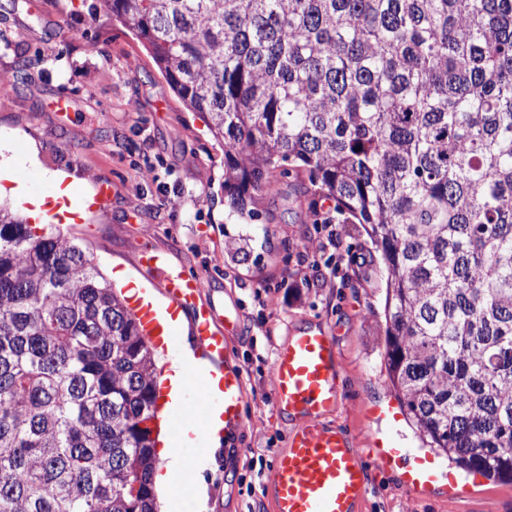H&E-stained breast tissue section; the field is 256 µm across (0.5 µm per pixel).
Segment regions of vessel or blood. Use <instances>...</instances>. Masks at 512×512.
<instances>
[{
  "mask_svg": "<svg viewBox=\"0 0 512 512\" xmlns=\"http://www.w3.org/2000/svg\"><path fill=\"white\" fill-rule=\"evenodd\" d=\"M138 263L158 275L169 300L163 315L151 302L136 300L141 336L153 345L173 344L180 313L192 311L193 336L209 357L223 360L224 371L215 388L206 378L191 379L185 387L189 404L205 419L220 412L224 444L235 447L244 423L243 368L229 347L230 338L241 331L237 310L229 305L218 308L208 299L201 275L173 267L159 250L142 249ZM270 378L274 409L290 425L286 446L275 454L266 485L272 512H362L370 469L388 471L406 458L411 465L401 479L413 493L444 483L456 497L485 482L480 473L459 475L378 430H368L360 443L348 430L327 423L344 393L336 338L324 326L290 332L275 353Z\"/></svg>",
  "mask_w": 512,
  "mask_h": 512,
  "instance_id": "b4317fda",
  "label": "vessel or blood"
}]
</instances>
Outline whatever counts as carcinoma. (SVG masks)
Listing matches in <instances>:
<instances>
[{
	"mask_svg": "<svg viewBox=\"0 0 512 512\" xmlns=\"http://www.w3.org/2000/svg\"><path fill=\"white\" fill-rule=\"evenodd\" d=\"M106 7L207 119L230 215L291 165L366 226L388 386L429 447L512 482V0ZM157 388L87 249L0 207V512H156Z\"/></svg>",
	"mask_w": 512,
	"mask_h": 512,
	"instance_id": "1",
	"label": "carcinoma"
}]
</instances>
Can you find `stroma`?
Listing matches in <instances>:
<instances>
[{"mask_svg":"<svg viewBox=\"0 0 512 512\" xmlns=\"http://www.w3.org/2000/svg\"><path fill=\"white\" fill-rule=\"evenodd\" d=\"M32 65L20 70L21 56ZM24 74L20 94L0 106V165L27 171L36 147L40 167L67 173L80 194L111 183L104 208L69 225L88 246L103 277L127 271L152 287L138 264L142 248L209 281L216 301L235 300L243 331L231 348L244 369L246 425L237 450L203 443L201 481L207 512H271L264 487L288 426L272 408L274 352L303 324L329 327L339 344L343 404L330 423L352 434L370 415L395 404L384 364L383 268L362 225L337 224L341 247L318 284L294 290L318 257L317 225L306 174L274 180L257 220L224 206V153L204 122L179 102L133 31L114 22L104 0H0V77ZM251 235L248 259L225 263L227 237ZM512 512V483L488 481L464 498L444 487L416 494L397 471L371 472L362 512Z\"/></svg>","mask_w":512,"mask_h":512,"instance_id":"1","label":"stroma"}]
</instances>
